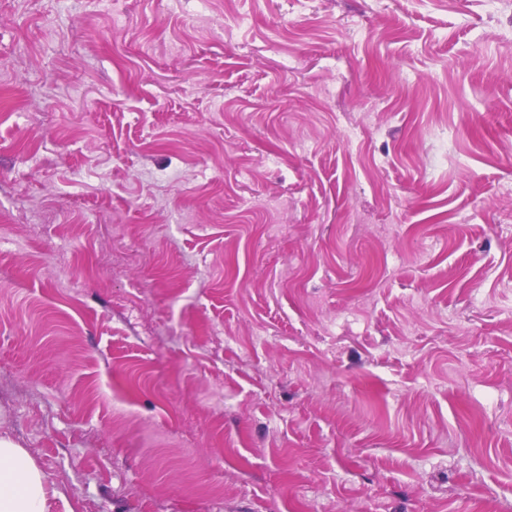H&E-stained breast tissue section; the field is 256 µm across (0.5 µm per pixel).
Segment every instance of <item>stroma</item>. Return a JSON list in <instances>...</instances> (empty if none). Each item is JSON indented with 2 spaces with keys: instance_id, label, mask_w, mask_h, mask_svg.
I'll use <instances>...</instances> for the list:
<instances>
[{
  "instance_id": "stroma-1",
  "label": "stroma",
  "mask_w": 512,
  "mask_h": 512,
  "mask_svg": "<svg viewBox=\"0 0 512 512\" xmlns=\"http://www.w3.org/2000/svg\"><path fill=\"white\" fill-rule=\"evenodd\" d=\"M52 512H512V0H0V434Z\"/></svg>"
}]
</instances>
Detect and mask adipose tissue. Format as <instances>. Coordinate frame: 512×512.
<instances>
[{"label":"adipose tissue","instance_id":"ef3b65f1","mask_svg":"<svg viewBox=\"0 0 512 512\" xmlns=\"http://www.w3.org/2000/svg\"><path fill=\"white\" fill-rule=\"evenodd\" d=\"M58 491L26 448L0 435V512H51Z\"/></svg>","mask_w":512,"mask_h":512}]
</instances>
